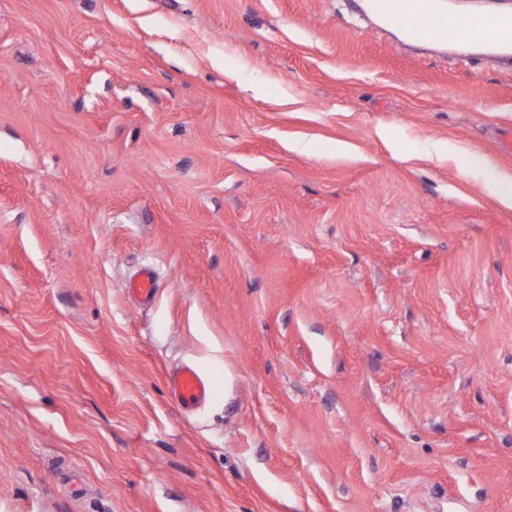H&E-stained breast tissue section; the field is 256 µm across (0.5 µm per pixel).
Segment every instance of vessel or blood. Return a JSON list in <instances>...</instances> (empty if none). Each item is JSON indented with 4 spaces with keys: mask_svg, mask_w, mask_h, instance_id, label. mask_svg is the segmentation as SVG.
I'll return each mask as SVG.
<instances>
[{
    "mask_svg": "<svg viewBox=\"0 0 512 512\" xmlns=\"http://www.w3.org/2000/svg\"><path fill=\"white\" fill-rule=\"evenodd\" d=\"M376 12L387 25L403 30L417 41L445 42L449 29L459 30L462 44H482L481 62L512 65V0H491V6L468 14H453L441 0H373ZM129 295L140 304L152 303L158 293L154 269L144 267L128 282ZM171 397L182 408L194 409L209 401L214 386L209 378L191 364L174 369L169 375Z\"/></svg>",
    "mask_w": 512,
    "mask_h": 512,
    "instance_id": "vessel-or-blood-1",
    "label": "vessel or blood"
}]
</instances>
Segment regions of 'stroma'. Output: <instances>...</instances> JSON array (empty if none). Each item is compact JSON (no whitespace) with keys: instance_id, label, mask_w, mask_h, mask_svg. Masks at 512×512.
I'll return each instance as SVG.
<instances>
[{"instance_id":"1","label":"stroma","mask_w":512,"mask_h":512,"mask_svg":"<svg viewBox=\"0 0 512 512\" xmlns=\"http://www.w3.org/2000/svg\"><path fill=\"white\" fill-rule=\"evenodd\" d=\"M365 24L0 0V512H512V69ZM488 185L496 200L503 207L512 209V174L506 171H491ZM157 275L151 267H143L128 282V294L140 304L152 303L158 293ZM171 397L182 408L194 409L209 401L214 386L209 378L195 365L184 364L169 375Z\"/></svg>"}]
</instances>
